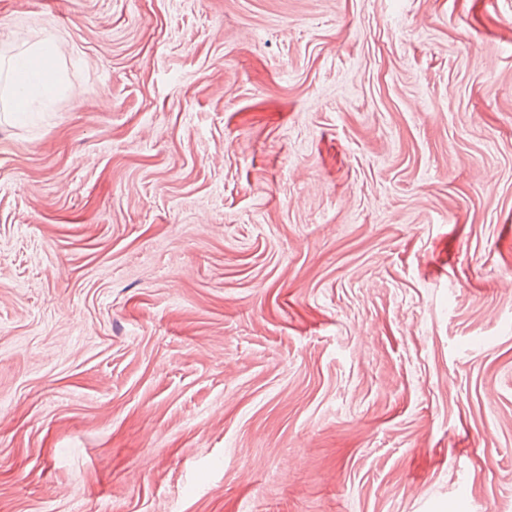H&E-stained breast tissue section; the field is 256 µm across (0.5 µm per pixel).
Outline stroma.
Segmentation results:
<instances>
[{"label":"stroma","instance_id":"1","mask_svg":"<svg viewBox=\"0 0 512 512\" xmlns=\"http://www.w3.org/2000/svg\"><path fill=\"white\" fill-rule=\"evenodd\" d=\"M0 512H512V0H0ZM60 53V46L56 42H48L38 47L32 54L17 59L13 64L14 75L26 74L28 80L19 82L14 86L13 108L14 112H26L28 95L37 93L43 97L51 98L56 93V83H45L38 76L40 70H46L52 60Z\"/></svg>","mask_w":512,"mask_h":512}]
</instances>
